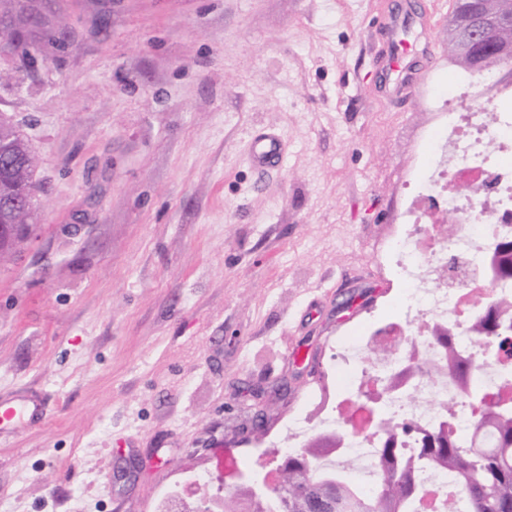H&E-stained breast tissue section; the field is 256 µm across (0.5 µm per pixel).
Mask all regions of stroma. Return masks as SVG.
Here are the masks:
<instances>
[{
	"instance_id": "obj_1",
	"label": "stroma",
	"mask_w": 512,
	"mask_h": 512,
	"mask_svg": "<svg viewBox=\"0 0 512 512\" xmlns=\"http://www.w3.org/2000/svg\"><path fill=\"white\" fill-rule=\"evenodd\" d=\"M381 2L0 0V113L37 158L0 256V401L45 402L0 439V512H157L204 473L230 494L224 450L258 469L337 338L396 317L381 250L444 103L485 82L449 62L436 0L426 94L375 95ZM266 129L287 159L260 173Z\"/></svg>"
}]
</instances>
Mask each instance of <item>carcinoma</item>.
<instances>
[{
  "label": "carcinoma",
  "instance_id": "cac0c4a2",
  "mask_svg": "<svg viewBox=\"0 0 512 512\" xmlns=\"http://www.w3.org/2000/svg\"><path fill=\"white\" fill-rule=\"evenodd\" d=\"M508 0H457L450 22L460 34H468L471 16L477 12L499 13ZM448 59L469 75H482L505 60L512 61V18L485 30L471 49L457 54L448 49ZM10 139L18 165L0 166V225L27 224L32 218L36 158L22 146L14 127L0 118V141ZM495 276L512 278V240H503L494 254ZM475 335L492 339L501 349L512 345V300L496 298L487 306L484 298L473 302ZM437 348L448 352V379L463 383L470 378L469 363L454 357L452 336L440 332L430 337ZM476 429H489L494 448L465 444L443 421L440 428L418 439V447H402L412 427L400 418L382 415L377 423L381 435L378 448L380 475L366 492L350 479V455L323 457V449L334 448L343 436H311L304 445L281 459L275 468L272 491L255 496L249 485L230 496L245 498L249 512H422L425 490L413 482L416 469L446 470L459 483L462 494L447 489L439 496L438 512H512V405H483Z\"/></svg>",
  "mask_w": 512,
  "mask_h": 512
}]
</instances>
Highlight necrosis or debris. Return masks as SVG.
I'll list each match as a JSON object with an SVG mask.
<instances>
[{"instance_id":"4bbe7bcc","label":"necrosis or debris","mask_w":512,"mask_h":512,"mask_svg":"<svg viewBox=\"0 0 512 512\" xmlns=\"http://www.w3.org/2000/svg\"><path fill=\"white\" fill-rule=\"evenodd\" d=\"M511 129L512 118H492L477 107L449 113L448 135L437 145V169L430 186L413 195L406 224L384 252L387 265L407 285L405 317L337 342L334 361L347 375V385L338 394L320 386L312 391L308 403L350 402L355 409L351 415L337 412L315 423L301 413L289 415L284 451L299 448L310 432L344 431L345 446L355 462L352 476L368 491L374 486L378 448L371 410L408 418L419 429L428 430L437 426L442 408L448 405L455 409L451 421L455 432L471 441L475 414L458 407V390L437 367V350L428 339V329L436 323L447 325L458 349L474 365L472 383L483 391L496 389L502 368L480 359L484 347L469 331L472 309L467 297L476 286L474 273L486 264L490 245L502 236L512 237V213L506 211L507 203H512V167L485 151L493 141L512 148L507 135ZM451 177L471 183L469 196L444 191L443 184ZM451 210L458 216L453 235L439 240L419 234L421 224ZM408 337L432 367L424 382H412V391L418 393L414 399L389 388L405 369L408 354L401 345ZM375 339L396 345V352L382 361L369 360L368 345Z\"/></svg>"}]
</instances>
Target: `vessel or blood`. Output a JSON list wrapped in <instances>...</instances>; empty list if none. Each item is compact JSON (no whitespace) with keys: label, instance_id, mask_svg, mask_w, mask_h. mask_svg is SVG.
Masks as SVG:
<instances>
[{"label":"vessel or blood","instance_id":"b4317fda","mask_svg":"<svg viewBox=\"0 0 512 512\" xmlns=\"http://www.w3.org/2000/svg\"><path fill=\"white\" fill-rule=\"evenodd\" d=\"M435 13L434 0H405L401 9L373 17L374 27L383 34L375 62L388 96L410 99L424 93L437 50L432 43H420L415 34L432 27ZM251 157L261 169L282 166L285 153L280 138L273 133L257 137L251 144ZM38 412L36 405L25 401L0 402V434L30 421Z\"/></svg>","mask_w":512,"mask_h":512}]
</instances>
